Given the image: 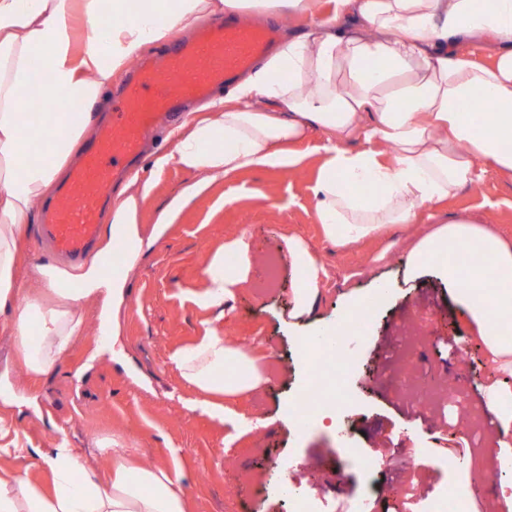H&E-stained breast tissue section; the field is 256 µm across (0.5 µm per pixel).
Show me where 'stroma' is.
<instances>
[{
	"label": "stroma",
	"mask_w": 512,
	"mask_h": 512,
	"mask_svg": "<svg viewBox=\"0 0 512 512\" xmlns=\"http://www.w3.org/2000/svg\"><path fill=\"white\" fill-rule=\"evenodd\" d=\"M324 134L300 147L297 170L260 169L213 184L189 200L174 223L158 219L192 181L188 173L165 172L140 214L142 244L128 273L118 342L100 334L98 299L84 307L85 336L77 339L48 374L29 376L7 329L0 327V409L28 448L49 447L65 434L76 448L97 437H113L138 451L143 466H168L184 475L190 512H288L282 487L294 483L322 496L328 512L351 499L370 496L375 512H405L406 491L467 485L469 512H487L501 500L499 486L470 469L472 457L512 458V433L504 434L489 386L512 392V370L491 361L477 328L447 284L425 270L405 277L418 238L452 219L481 222L512 244V180L485 169L476 184L435 206L432 217L349 246L327 241L315 210L312 187L321 173ZM247 232L255 273L227 314L196 303L206 283L207 256L238 232ZM302 236L326 275L311 312L291 318L293 271L285 257L288 234ZM386 285V309L363 337L355 368L345 379L343 416L349 435L320 426L298 430L291 404L308 372L299 340L335 319L355 296ZM214 327L257 360L263 384L232 409L257 421L244 432L230 423L190 410L196 390L186 386L169 360L177 348ZM455 337L459 353L449 357L445 341ZM96 362L88 356L94 348ZM414 379L439 390L455 389L444 418L430 404L407 403L402 386ZM484 422L471 428L472 414ZM358 456H351L350 448ZM287 456L292 467L273 465ZM447 466H440V457Z\"/></svg>",
	"instance_id": "stroma-1"
}]
</instances>
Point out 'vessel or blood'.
Wrapping results in <instances>:
<instances>
[{"mask_svg": "<svg viewBox=\"0 0 512 512\" xmlns=\"http://www.w3.org/2000/svg\"><path fill=\"white\" fill-rule=\"evenodd\" d=\"M277 44V25L251 27L226 14L210 19L193 41L167 45L162 68H136L112 108L111 123L70 173L64 203L44 208L37 237L60 257L77 261L86 256L100 235L111 185L133 166L142 140L192 100L234 82Z\"/></svg>", "mask_w": 512, "mask_h": 512, "instance_id": "b4317fda", "label": "vessel or blood"}]
</instances>
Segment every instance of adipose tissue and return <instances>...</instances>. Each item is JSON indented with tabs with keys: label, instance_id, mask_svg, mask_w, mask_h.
I'll return each instance as SVG.
<instances>
[{
	"label": "adipose tissue",
	"instance_id": "adipose-tissue-1",
	"mask_svg": "<svg viewBox=\"0 0 512 512\" xmlns=\"http://www.w3.org/2000/svg\"><path fill=\"white\" fill-rule=\"evenodd\" d=\"M283 8L312 14L314 0H0V313L34 376L53 370L86 331L85 300L101 293L113 309L124 302L120 277H106V250L80 275L81 291L61 288L51 267L31 276L41 293L21 295L19 244L30 215L65 179L80 142L104 119L113 80L150 44L193 30L228 11ZM495 39V60L470 61L469 44ZM48 80L45 102L85 104L82 112H46L40 136L51 155H33L19 112L31 73ZM486 98L489 130L464 102ZM324 133L325 160L312 191L325 238L356 242L390 226L415 224L421 211L477 182L484 168L512 179V0H336L331 16L314 19L301 34L286 32L280 49L226 95L189 113L173 127L167 150L150 156L148 177L132 174L108 216L113 230L138 252V211L168 169L195 175L191 192L229 174L295 168L297 144ZM382 150L352 151L355 134ZM368 180L379 191L354 193ZM286 257L295 271V311H311L324 267L300 236H288ZM478 252L486 263L466 262ZM235 256L224 263L225 253ZM255 264L247 234L230 237L207 257V285L198 303L226 308L250 279ZM434 265L470 314L492 360L512 364V332L499 331L496 315L512 313V245L469 220L440 225L412 251L411 267ZM53 303H45L44 295ZM170 361L199 397L193 407L237 422L230 397L259 388L256 359L230 346L215 330L175 350ZM0 424V512H188L182 474L136 465L134 451L97 438L74 448L59 436L48 448L4 443ZM36 458L52 479L43 489L29 478Z\"/></svg>",
	"mask_w": 512,
	"mask_h": 512
}]
</instances>
